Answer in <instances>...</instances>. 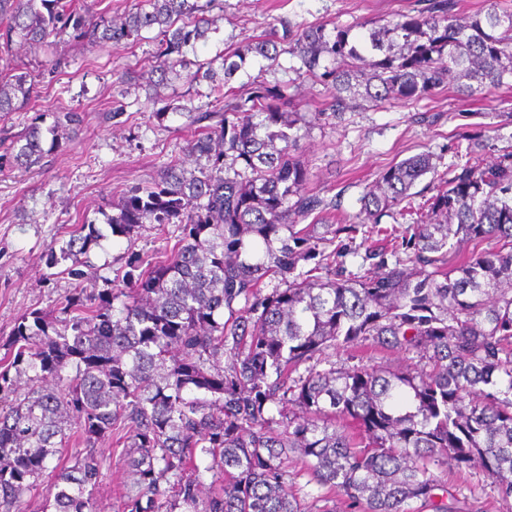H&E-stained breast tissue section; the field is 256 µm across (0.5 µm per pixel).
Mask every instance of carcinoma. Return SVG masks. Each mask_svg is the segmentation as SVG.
Wrapping results in <instances>:
<instances>
[{
	"instance_id": "carcinoma-1",
	"label": "carcinoma",
	"mask_w": 512,
	"mask_h": 512,
	"mask_svg": "<svg viewBox=\"0 0 512 512\" xmlns=\"http://www.w3.org/2000/svg\"><path fill=\"white\" fill-rule=\"evenodd\" d=\"M223 0H136L118 20L78 0H0V113L39 98L61 69L12 59L16 43L53 50L153 38L152 88L170 78L210 81L213 110L181 112L193 125L192 170L180 163L129 188L109 223L128 237L144 224H175L160 256L130 252L122 274L61 297L66 317L38 312L14 325L0 358V512H22L24 493L51 478L53 512H96L100 463L91 448L118 435L136 490L121 512H336V496L358 512H482L476 487L448 478L477 466L512 512V150L485 165L466 147L463 164L435 173L422 153L379 173L360 198L359 223L411 208L430 174L435 194L401 246L370 250L380 272L344 276L318 248L319 219L334 207L308 188L294 151L305 134L287 86L264 72L283 53L296 72L331 94L323 113L336 126L365 105L419 102L448 88L472 97L512 78V8L484 0L459 19V0L421 7L378 26L280 29L187 69L185 51L206 38ZM268 61L250 74L256 58ZM239 73L250 92L226 89ZM82 116L56 112L0 143V173L44 166L51 143L74 140ZM101 237L84 221L48 266L81 256ZM369 345L410 357L387 370L333 360ZM78 436L89 452L52 464ZM298 456L313 494L289 482Z\"/></svg>"
}]
</instances>
